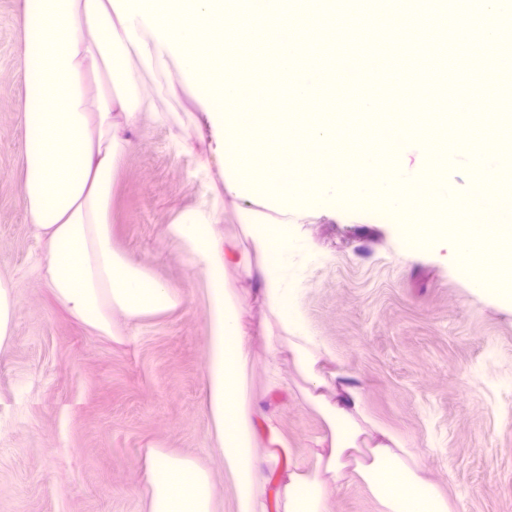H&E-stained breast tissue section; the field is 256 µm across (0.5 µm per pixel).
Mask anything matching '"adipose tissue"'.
<instances>
[{"instance_id":"1","label":"adipose tissue","mask_w":512,"mask_h":512,"mask_svg":"<svg viewBox=\"0 0 512 512\" xmlns=\"http://www.w3.org/2000/svg\"><path fill=\"white\" fill-rule=\"evenodd\" d=\"M252 40L275 33L312 44L308 21L267 11L239 15L224 0H23L18 30L24 97L22 199L44 247L45 280L54 302L96 335L124 343L132 325L175 311L185 297L112 242L113 178L130 143L125 133L143 119L160 120L143 94L140 70L174 72L184 90L209 112L224 140V192L236 199L264 197L281 212L301 210L310 187L342 184L336 153L348 141L346 126L320 113H235L224 109V74L208 56L212 43L232 29ZM477 129L462 125L447 138L435 124L402 122L384 138L377 194L393 200L402 250L452 239L454 261L479 293L512 301V283L498 266L512 259V226L459 224L448 229L438 205L469 215L484 198L485 168H476L473 195L452 197L435 162L469 147ZM421 154L413 178L397 177L410 149ZM428 223L412 224L416 212ZM219 207L192 209L167 225L204 288L207 350L204 407L211 448L223 458L236 512H328L330 496L358 484L378 512H448V501L409 442L365 412L362 393L330 369L332 354L306 322L299 275L314 253L291 224L244 214L243 238L223 239L215 226ZM254 282L266 315L253 323L246 296L227 272ZM263 337L272 356L287 354L302 380L304 403L322 420L310 462H292L277 415L245 392L250 345ZM140 487L144 512H218L214 476L198 459L148 448Z\"/></svg>"}]
</instances>
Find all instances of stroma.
I'll return each instance as SVG.
<instances>
[{
	"label": "stroma",
	"instance_id": "obj_1",
	"mask_svg": "<svg viewBox=\"0 0 512 512\" xmlns=\"http://www.w3.org/2000/svg\"><path fill=\"white\" fill-rule=\"evenodd\" d=\"M22 0H0V277L14 286L13 339L0 351V512H142L140 462L155 446L188 454L225 482L203 408V289L167 224L185 210L224 213L216 231L241 238L239 213L288 220L319 255L300 278L302 306L349 374L365 409L410 440L452 512H512V306L478 294L445 245L401 252L375 208L320 198L282 214L224 193L223 136L175 77L143 74V90L183 126L146 121L112 188V241L185 296L125 344L62 311L40 273L41 248L22 201L17 41ZM249 392L275 411L293 456L322 427L297 389L271 387L269 349L251 345Z\"/></svg>",
	"mask_w": 512,
	"mask_h": 512
}]
</instances>
